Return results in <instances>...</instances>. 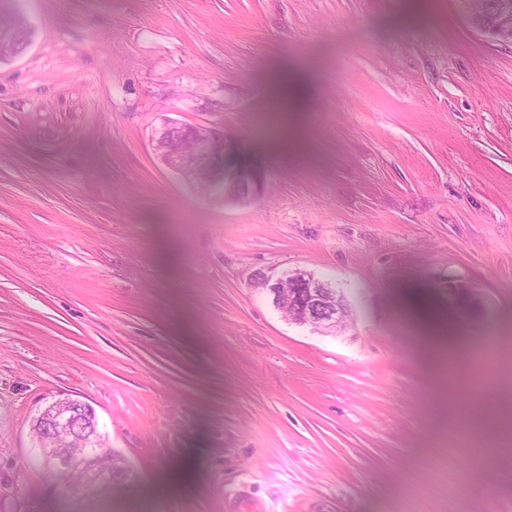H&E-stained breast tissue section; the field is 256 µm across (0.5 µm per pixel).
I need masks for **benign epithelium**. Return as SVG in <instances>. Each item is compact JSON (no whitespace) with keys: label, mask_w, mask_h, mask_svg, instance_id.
<instances>
[{"label":"benign epithelium","mask_w":512,"mask_h":512,"mask_svg":"<svg viewBox=\"0 0 512 512\" xmlns=\"http://www.w3.org/2000/svg\"><path fill=\"white\" fill-rule=\"evenodd\" d=\"M471 24L502 42L512 44V3L509 0H492V5L470 16ZM188 136L194 144L189 156L156 152L158 161L176 172L183 179L205 173L214 185L211 198L223 204H241L250 201L261 189L263 170L224 133L208 125H184L164 120L152 136V142ZM266 292L272 300L288 303L293 315L291 321L310 325L330 333L341 327L340 317L350 307L344 291L312 273L296 269L281 274H260ZM448 298L463 315L477 312L480 300L475 289L461 281L448 282ZM90 405L80 399L55 401L45 407L33 421V433L39 442L60 431L76 433L92 440L98 426L97 418L88 415ZM112 485V474L92 472L89 482L76 489L87 496L102 495Z\"/></svg>","instance_id":"obj_1"}]
</instances>
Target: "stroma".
Instances as JSON below:
<instances>
[{"mask_svg":"<svg viewBox=\"0 0 512 512\" xmlns=\"http://www.w3.org/2000/svg\"><path fill=\"white\" fill-rule=\"evenodd\" d=\"M469 11L24 0L31 42L0 63V512H512V44ZM166 118L223 131L261 192L223 206L159 164ZM270 269L345 289V326L289 321ZM66 397L137 489L91 502L34 465ZM448 298L458 312L467 316L475 314L480 305L475 289L461 281H448Z\"/></svg>","mask_w":512,"mask_h":512,"instance_id":"35a3bbf8","label":"stroma"}]
</instances>
